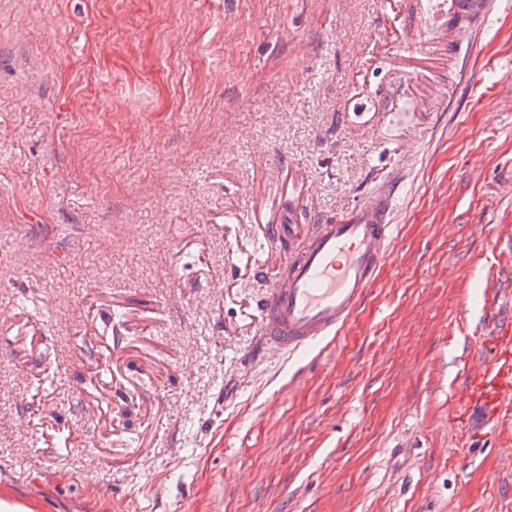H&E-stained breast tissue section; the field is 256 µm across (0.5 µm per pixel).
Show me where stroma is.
Masks as SVG:
<instances>
[{
	"label": "stroma",
	"mask_w": 512,
	"mask_h": 512,
	"mask_svg": "<svg viewBox=\"0 0 512 512\" xmlns=\"http://www.w3.org/2000/svg\"><path fill=\"white\" fill-rule=\"evenodd\" d=\"M0 0V490L29 512H512V0ZM400 174L336 335L253 357L276 212ZM495 298H488V289ZM448 8V30L456 31L459 39L472 27L479 26L489 13L488 0H451ZM493 355L469 370L462 389L454 400L464 426L459 429L471 437L469 418L480 417L487 423L499 422L512 403V327L498 328L491 336Z\"/></svg>",
	"instance_id": "stroma-1"
}]
</instances>
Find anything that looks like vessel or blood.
<instances>
[{"label":"vessel or blood","mask_w":512,"mask_h":512,"mask_svg":"<svg viewBox=\"0 0 512 512\" xmlns=\"http://www.w3.org/2000/svg\"><path fill=\"white\" fill-rule=\"evenodd\" d=\"M490 10L488 0H451L448 28L465 36ZM394 190L371 191L343 219L299 233L292 212L278 216L275 247L284 257L281 275L261 300V344L286 355L335 335L373 288L392 240ZM493 355L468 371L454 407L470 433V417L500 421L512 406V327L498 328Z\"/></svg>","instance_id":"obj_1"}]
</instances>
